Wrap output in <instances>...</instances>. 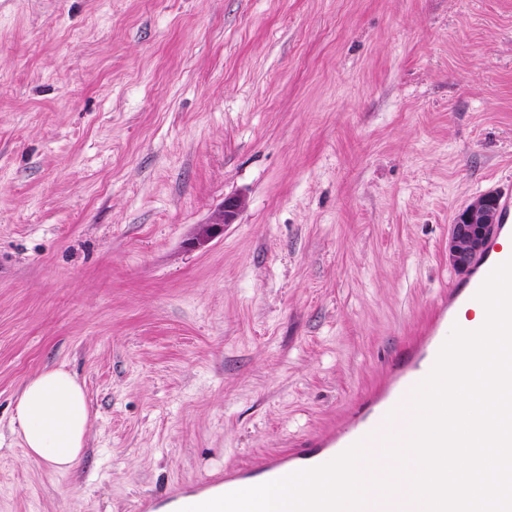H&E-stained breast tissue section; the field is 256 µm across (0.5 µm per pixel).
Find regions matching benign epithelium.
<instances>
[{
  "label": "benign epithelium",
  "mask_w": 512,
  "mask_h": 512,
  "mask_svg": "<svg viewBox=\"0 0 512 512\" xmlns=\"http://www.w3.org/2000/svg\"><path fill=\"white\" fill-rule=\"evenodd\" d=\"M244 206L243 199L227 197L224 209L214 219V228L233 223ZM499 220V197L484 193L457 212L448 234V261L457 270L466 271L484 250Z\"/></svg>",
  "instance_id": "obj_1"
}]
</instances>
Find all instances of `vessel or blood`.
Listing matches in <instances>:
<instances>
[{
	"instance_id": "1",
	"label": "vessel or blood",
	"mask_w": 512,
	"mask_h": 512,
	"mask_svg": "<svg viewBox=\"0 0 512 512\" xmlns=\"http://www.w3.org/2000/svg\"><path fill=\"white\" fill-rule=\"evenodd\" d=\"M497 233L499 238L505 234H512V195L510 194L503 197L502 216ZM499 238L493 241L487 253L478 257L474 273L467 286L460 290H449L447 296L440 299L439 317L434 329L429 330L424 339L409 351V359L423 358L427 361L426 368L435 367L444 346L443 340L438 335L439 330L454 324L456 309L478 304V293L491 273L499 266L512 261V249L502 247ZM426 368L416 367L409 371H402L392 378L384 389L368 400L364 413L372 418L370 426H356L343 434L319 439L315 447L299 449L288 456L266 458L259 467L253 469L225 471L218 483L221 493L252 487L304 471L306 460L319 455H340L359 443L373 441L377 446H386V437H374V427L381 425L383 419L389 415L391 404L400 392L424 381Z\"/></svg>"
}]
</instances>
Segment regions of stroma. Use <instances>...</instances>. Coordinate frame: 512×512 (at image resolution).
Masks as SVG:
<instances>
[{
  "instance_id": "stroma-1",
  "label": "stroma",
  "mask_w": 512,
  "mask_h": 512,
  "mask_svg": "<svg viewBox=\"0 0 512 512\" xmlns=\"http://www.w3.org/2000/svg\"><path fill=\"white\" fill-rule=\"evenodd\" d=\"M490 191L512 0H0V512H140L343 431ZM58 366L67 473L11 429ZM90 422L83 385L63 366L29 377L12 417L28 459L41 461L57 473L73 468L81 458Z\"/></svg>"
}]
</instances>
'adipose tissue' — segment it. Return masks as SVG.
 <instances>
[{"label": "adipose tissue", "instance_id": "adipose-tissue-1", "mask_svg": "<svg viewBox=\"0 0 512 512\" xmlns=\"http://www.w3.org/2000/svg\"><path fill=\"white\" fill-rule=\"evenodd\" d=\"M89 422L84 387L61 366L25 381L12 417L25 456L57 473L68 472L81 458Z\"/></svg>", "mask_w": 512, "mask_h": 512}]
</instances>
